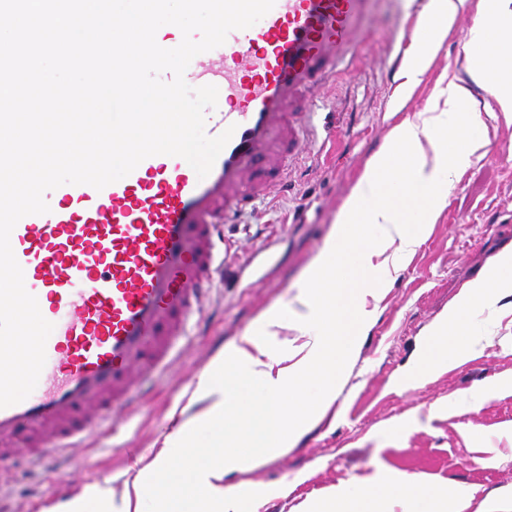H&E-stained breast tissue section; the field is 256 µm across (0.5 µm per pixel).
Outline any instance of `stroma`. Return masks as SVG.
Returning <instances> with one entry per match:
<instances>
[{
  "label": "stroma",
  "instance_id": "stroma-1",
  "mask_svg": "<svg viewBox=\"0 0 512 512\" xmlns=\"http://www.w3.org/2000/svg\"><path fill=\"white\" fill-rule=\"evenodd\" d=\"M479 4L466 0L422 82L408 91L402 72L391 66L410 48L406 34L421 0H375L356 76L338 73L324 92L325 103L342 114L335 152L308 161L298 190L259 205L236 233L232 266L213 293L206 335L192 338L128 423L101 419L59 474L42 479L20 468L1 478L0 496L11 512H40L106 474L122 490L136 475L135 458L148 462L162 452L170 413L187 405L218 352L214 337L232 345L261 312L294 302L337 212L389 129L427 112L437 84L469 82L471 58L458 56L456 45L466 39ZM505 251H512V166L483 154L459 172L424 243L394 273L336 402L285 453L235 475V482L261 489L258 512H297L304 501L380 469L431 487L462 482L474 488L476 501L492 498L498 512H512V387L504 385L512 380V312L493 320L476 312L483 349L425 383L410 381L423 340L466 285ZM487 386L492 394L477 410H466L473 393Z\"/></svg>",
  "mask_w": 512,
  "mask_h": 512
}]
</instances>
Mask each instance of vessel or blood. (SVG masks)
<instances>
[{
	"instance_id": "1",
	"label": "vessel or blood",
	"mask_w": 512,
	"mask_h": 512,
	"mask_svg": "<svg viewBox=\"0 0 512 512\" xmlns=\"http://www.w3.org/2000/svg\"><path fill=\"white\" fill-rule=\"evenodd\" d=\"M371 2L275 0L192 59L186 83L218 89L208 136L234 131L206 178L155 155L103 189L49 191V213L18 221L10 244L53 331L34 391L0 408V475L22 464L55 472L102 410L126 419L144 385L171 367L224 279L227 221L286 191L334 133L335 114L313 107L355 55Z\"/></svg>"
}]
</instances>
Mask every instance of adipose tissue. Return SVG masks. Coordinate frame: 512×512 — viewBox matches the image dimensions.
Here are the masks:
<instances>
[{"instance_id": "adipose-tissue-1", "label": "adipose tissue", "mask_w": 512, "mask_h": 512, "mask_svg": "<svg viewBox=\"0 0 512 512\" xmlns=\"http://www.w3.org/2000/svg\"><path fill=\"white\" fill-rule=\"evenodd\" d=\"M512 0H482L468 35L472 85L489 89L496 108L512 112ZM471 85L449 82L442 106L421 121L403 120L388 132L339 210L304 281L292 313L263 312L241 341L217 354L193 394L202 408L173 427L155 456L122 493L111 477L43 507L42 512H254L257 497L232 482L254 460H271L336 400L360 337L376 311L390 270L413 255L443 209L461 167L482 149L474 135L482 123ZM512 296V254L470 282L424 343L414 381L476 354L474 308L491 313ZM298 343L273 346L280 330ZM469 485L430 489L411 478L378 473L355 478L303 512H462Z\"/></svg>"}]
</instances>
